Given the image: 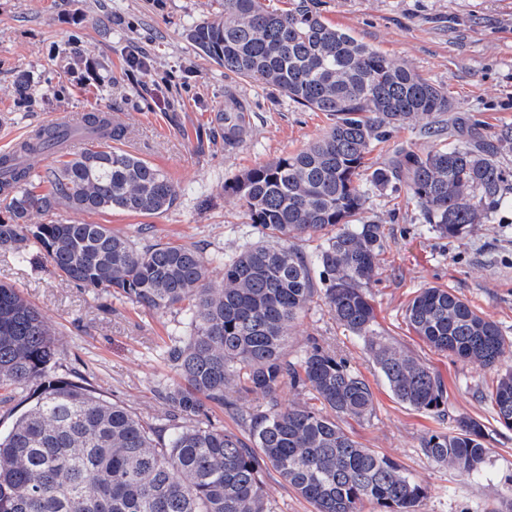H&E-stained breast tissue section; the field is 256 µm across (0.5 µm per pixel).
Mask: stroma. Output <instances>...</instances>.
Listing matches in <instances>:
<instances>
[{
	"mask_svg": "<svg viewBox=\"0 0 512 512\" xmlns=\"http://www.w3.org/2000/svg\"><path fill=\"white\" fill-rule=\"evenodd\" d=\"M318 14L357 40L442 86L456 105L452 123L484 140L512 126V0H313ZM224 0H0V152L63 112L104 110L121 116V149L150 162L174 183L179 199L166 213L57 212L67 222L105 224L137 244L185 245L203 254L231 252L258 235L225 182L247 168L295 152L332 125L279 90L242 80L199 57L185 33L219 15ZM26 75L31 91L12 86ZM240 105L250 119L243 142L224 144V110ZM425 120L395 130L367 155L379 167L396 146L426 150ZM366 219L383 224L387 245L381 280L370 290L387 336L425 360L447 388V413L437 418L397 403L384 379L322 301L310 303L288 339L300 357L311 341L336 348L367 379L375 413L355 426L357 440L397 461L426 490L422 512H503L512 502V430L495 420L494 376L429 348L404 320L424 284L453 289L497 322L512 341V206L463 238H439L405 194L373 191ZM25 267L0 255V280L16 287L46 318L58 350L57 373L87 384L97 396L137 417L162 423L159 395L180 378L164 357L176 311H155L112 292L63 280L31 244ZM461 416L492 431L489 478L468 479L427 458L420 442Z\"/></svg>",
	"mask_w": 512,
	"mask_h": 512,
	"instance_id": "stroma-1",
	"label": "stroma"
}]
</instances>
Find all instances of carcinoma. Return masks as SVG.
Returning a JSON list of instances; mask_svg holds the SVG:
<instances>
[{
    "label": "carcinoma",
    "mask_w": 512,
    "mask_h": 512,
    "mask_svg": "<svg viewBox=\"0 0 512 512\" xmlns=\"http://www.w3.org/2000/svg\"><path fill=\"white\" fill-rule=\"evenodd\" d=\"M299 0L288 11L263 0H224V14L191 25L198 56L239 79L261 81L297 105L334 117L309 146L235 176L226 189L243 202L260 236L228 254L156 242L139 247L105 224L50 220L36 212L114 209L160 215L178 200L156 166L110 142L124 130L103 112L86 113L98 144L40 174L36 147L0 156V252L31 263L27 242L67 281L111 289L151 310H177L184 333L166 357L181 383L165 394L166 424H152L85 385L58 377L57 348L43 316L0 282V389L27 393L31 404L0 435V512H267L263 473L274 470L314 512H420L425 488L396 461L363 447L352 424L375 411L369 383L350 361L314 341L288 358V336L314 297L363 343L393 398L412 410L444 416L439 375L383 336L369 288L380 281L384 227L364 217L359 183L374 144L417 119L440 136L456 105L448 91L321 18ZM243 108L224 113V144L240 142ZM64 126L37 134L53 149ZM512 127L493 141L457 138L425 151L399 148L370 174L376 189H405L425 223L442 238L488 224L512 199ZM317 239L307 251L301 242ZM224 267V287L206 284L208 266ZM405 321L430 348L495 372L491 402L512 429V367L500 368L507 344L499 325L454 291L418 289ZM288 384L305 396L280 409ZM261 393L264 409L241 416L251 444L205 421L211 404L236 409L229 392ZM489 433L462 416L453 431L422 439V453L461 476L486 473Z\"/></svg>",
    "instance_id": "obj_1"
}]
</instances>
